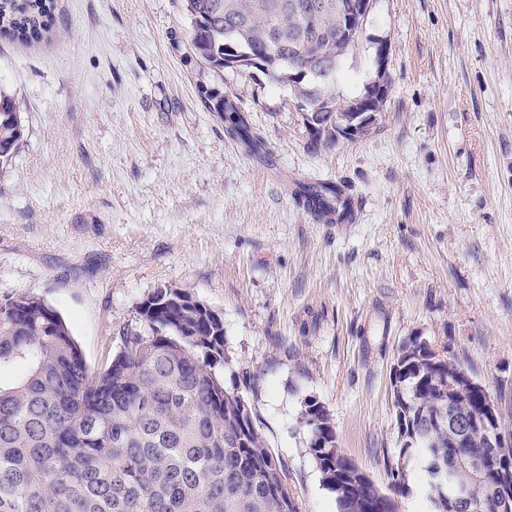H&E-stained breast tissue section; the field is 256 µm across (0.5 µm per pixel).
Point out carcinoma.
Returning <instances> with one entry per match:
<instances>
[{
    "label": "carcinoma",
    "instance_id": "1",
    "mask_svg": "<svg viewBox=\"0 0 512 512\" xmlns=\"http://www.w3.org/2000/svg\"><path fill=\"white\" fill-rule=\"evenodd\" d=\"M290 0H186L194 53L218 71L257 70L314 99L327 113L312 132L321 143L342 135L336 121L356 119L350 107L367 96L336 93L349 54L316 36L288 8ZM325 30H336L350 0H318ZM54 22L53 0H0V27L37 43ZM210 111L227 132L262 148L237 104L216 87L200 85ZM17 100L0 92V160L21 148ZM336 195L329 184L302 186L299 202L319 215ZM138 325L119 336L118 350L100 372L84 361L60 314L41 298L0 302V512H299L285 466L256 425L250 404L224 386L232 365L222 314L172 285L150 292L137 307ZM457 366L405 342L393 364V407L398 430L425 434L400 449L396 469L420 454L424 483L431 466L459 452L480 453L485 427L512 436L505 417L484 411L469 391L448 399L444 387ZM474 421L457 445L448 411ZM308 450L334 495L337 512H397L394 495L368 483L348 494L336 473L356 468L340 454L329 412L310 402L303 412ZM472 512H487L486 484L462 470Z\"/></svg>",
    "mask_w": 512,
    "mask_h": 512
}]
</instances>
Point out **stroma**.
<instances>
[{"instance_id": "stroma-1", "label": "stroma", "mask_w": 512, "mask_h": 512, "mask_svg": "<svg viewBox=\"0 0 512 512\" xmlns=\"http://www.w3.org/2000/svg\"><path fill=\"white\" fill-rule=\"evenodd\" d=\"M190 28L184 0H55L43 41L0 33L24 134L0 163V300L55 308L93 371L155 288L222 312L225 383L299 512H336L308 399L391 492L390 371L410 337L448 348L512 426V0H376L337 92H363L381 41L389 98L367 136L332 146L313 144L289 86L210 70ZM202 83L233 98L264 152L225 132ZM318 183L344 186L354 219L300 206Z\"/></svg>"}]
</instances>
